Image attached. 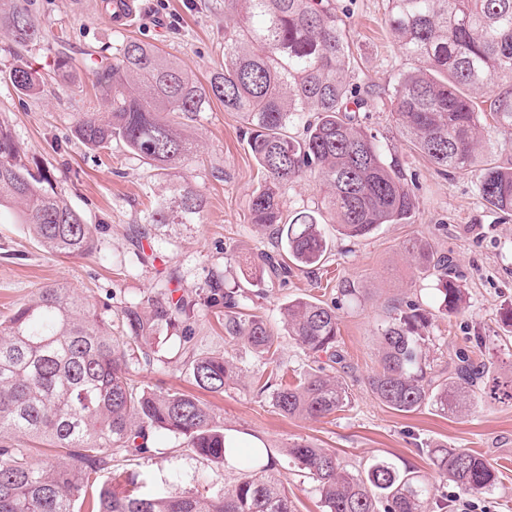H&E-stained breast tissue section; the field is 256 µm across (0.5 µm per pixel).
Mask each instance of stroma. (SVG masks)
<instances>
[{"instance_id":"35a3bbf8","label":"stroma","mask_w":512,"mask_h":512,"mask_svg":"<svg viewBox=\"0 0 512 512\" xmlns=\"http://www.w3.org/2000/svg\"><path fill=\"white\" fill-rule=\"evenodd\" d=\"M334 2L352 30L349 75L364 101L359 121L375 135L384 160L398 163L411 181L419 201L411 223L379 225L361 240L337 237L333 225H326L331 252L324 264L294 271L283 283L262 278L250 263L271 251L274 243L250 221L249 200L263 175L242 135V118L215 100L207 111L181 119L180 129L197 143L198 151L178 168L162 171L122 148L97 152L77 139L74 124L80 113L103 114L112 104L95 93L85 69H73L65 87L55 68L60 48L77 59L85 53L108 56L113 46L132 37L156 45L196 80L207 82L224 64V0H134L136 15L122 28L102 12V0H31L47 37L38 45L17 47L0 27V122L9 125L30 169L53 171L55 191L100 231L94 254L66 258L45 250L25 225L0 218V320L31 300L39 288L57 285L114 321L124 308L168 284L178 295L197 301L188 320L196 354L229 356L239 377L221 394L197 389L183 369L178 337L161 326L154 332L149 360L132 361L133 380L142 387L196 395L225 432L258 438L270 448L297 512H324L315 482L284 453L301 439L335 450L350 468L386 457L398 468L432 481L437 475L422 447L471 449L499 470L492 491L473 495L474 512H512L511 406L480 401L461 414L433 406L402 414L382 405L365 386L379 367L382 322L399 303L431 302L438 284L437 277L417 273L405 256L402 244L413 237L425 238L453 258L465 291L458 313L434 314L424 329L431 356L444 363L464 348L473 358L497 364L505 353H512V338H506L499 321L500 311L512 307V212L503 213L484 201L473 176L437 174L399 133L389 98L411 63L385 25V0ZM18 65L38 73V94L16 91L9 71ZM176 180L204 195L205 220L152 226L143 247L154 259L141 263L129 229L142 224L156 199ZM216 282L240 290L247 306L267 321L275 336V361L225 334L223 314L204 302ZM344 288L354 289V296H341ZM307 296L338 306L336 348L345 357L344 365L305 354L285 330V305ZM276 362L287 367L292 380L317 366L343 376L351 389L349 405L320 422L281 415L269 397L253 387ZM175 444L173 436L162 435L153 452L134 459L113 456L111 471L101 472L98 481L118 491L129 474L139 473L165 484L173 494L190 495L206 487L231 488L243 473L238 465L175 451Z\"/></svg>"}]
</instances>
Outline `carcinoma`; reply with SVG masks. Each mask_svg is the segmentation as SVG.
<instances>
[{
  "label": "carcinoma",
  "mask_w": 512,
  "mask_h": 512,
  "mask_svg": "<svg viewBox=\"0 0 512 512\" xmlns=\"http://www.w3.org/2000/svg\"><path fill=\"white\" fill-rule=\"evenodd\" d=\"M224 19V68L205 85L139 39H124L110 63L84 59L94 86L112 96V110L105 119L82 113L77 138L93 150L116 143L160 170L175 169L194 151L176 129V116H196L214 99L224 111L239 113L250 152L265 174L249 204L252 223L279 243L276 252L258 256L261 273L271 280L288 278L293 266L316 267L329 251L322 218L309 212L284 218V191L307 176L326 187L321 206L338 235L362 239L381 224L410 223L418 202L405 175L383 160L376 137L351 116L362 102L347 80L350 33L330 0H224ZM0 24L18 45L46 38L27 0H0ZM385 24L413 62L390 99L401 134L438 173L472 174L485 201L512 211V162L479 161L484 152H498V143L480 140L487 118L501 135L512 136V0H387ZM9 79L24 96L40 86L38 75L22 66ZM475 94L482 98L479 106ZM297 126L304 128L300 136L290 133ZM49 182L50 174L29 171L1 122L0 209H17L19 223L29 225L51 253L92 254L97 226L48 193L43 184ZM205 208L199 191L174 181L144 223L200 224ZM403 250L415 269L438 275L433 308L458 312L464 292L448 255L418 237ZM205 303L224 310L228 336L271 353L270 327L245 312L239 291L215 283ZM191 309L161 289L146 306L125 308L114 336L112 323L80 297L47 285L0 321V512H77L78 501L84 512H295L273 461L261 452L237 459L246 473L225 493L146 491L145 479L132 474L118 494L105 485L89 494L91 480L111 467L112 455L150 453L148 443L160 434L182 439L206 460H225L224 431L208 406L184 393L140 388L130 378V360L148 355L155 329L183 324ZM429 314L424 304L410 301L381 326L379 369L366 378L372 395L405 414L428 404L454 411L485 398L512 404V373H495L466 350L455 353L446 371L427 363L421 330ZM283 324L305 352L343 362L336 350L337 307L295 298L283 309ZM182 356L194 382L209 392H224L238 376L222 356L199 357L189 349ZM268 390L290 418H327L349 402L348 386L321 368L295 385L271 372L259 393ZM20 436L52 448L57 460L38 464L30 449L10 444ZM287 452L316 482L327 512H431L436 485L388 458L349 471L334 451L306 440ZM425 452L439 481L460 497L498 483V469L472 450L438 444Z\"/></svg>",
  "instance_id": "obj_1"
}]
</instances>
